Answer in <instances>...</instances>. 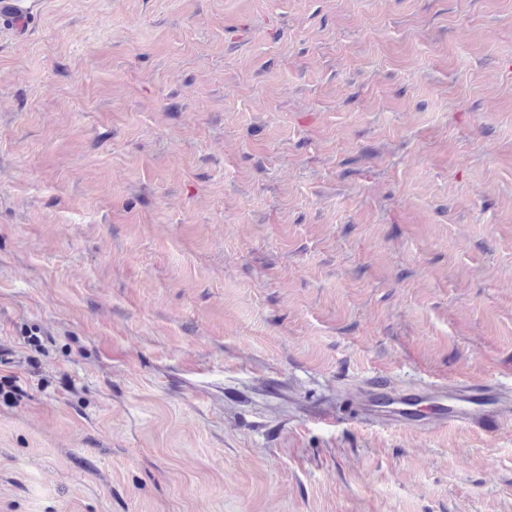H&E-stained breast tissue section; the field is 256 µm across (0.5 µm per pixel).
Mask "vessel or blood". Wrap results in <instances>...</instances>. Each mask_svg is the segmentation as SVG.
<instances>
[{"mask_svg":"<svg viewBox=\"0 0 512 512\" xmlns=\"http://www.w3.org/2000/svg\"><path fill=\"white\" fill-rule=\"evenodd\" d=\"M18 32L28 28V16L17 0H0V21ZM357 418L383 426L460 425L485 435L496 434L512 420V400L485 385L430 383L405 393L389 377L374 375L364 380L353 400Z\"/></svg>","mask_w":512,"mask_h":512,"instance_id":"b4317fda","label":"vessel or blood"}]
</instances>
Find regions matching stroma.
Instances as JSON below:
<instances>
[{
	"label": "stroma",
	"instance_id": "stroma-1",
	"mask_svg": "<svg viewBox=\"0 0 512 512\" xmlns=\"http://www.w3.org/2000/svg\"><path fill=\"white\" fill-rule=\"evenodd\" d=\"M0 512H512V0H21ZM448 396L452 405L445 401ZM423 399L432 400L428 413L419 416L412 407ZM357 418L363 423L383 426L460 425L492 436L512 418V403L485 385L429 383L414 393H404L383 375H373L361 383L353 400Z\"/></svg>",
	"mask_w": 512,
	"mask_h": 512
}]
</instances>
